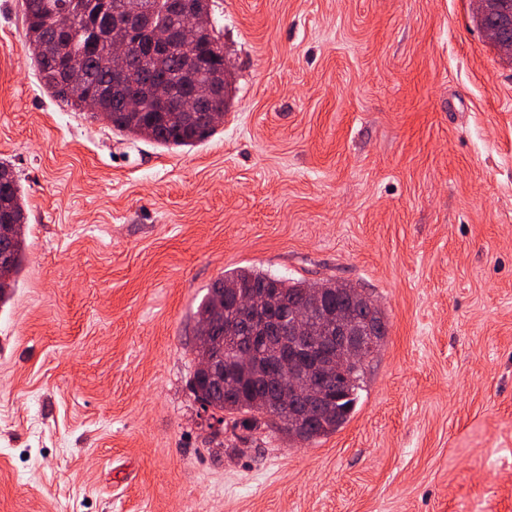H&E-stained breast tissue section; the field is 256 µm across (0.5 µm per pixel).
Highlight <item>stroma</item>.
Masks as SVG:
<instances>
[{
	"instance_id": "stroma-1",
	"label": "stroma",
	"mask_w": 512,
	"mask_h": 512,
	"mask_svg": "<svg viewBox=\"0 0 512 512\" xmlns=\"http://www.w3.org/2000/svg\"><path fill=\"white\" fill-rule=\"evenodd\" d=\"M224 121L123 136L41 87L0 0V512H512V60L472 0H218ZM337 279L388 319L306 444L189 387L224 271ZM0 239L6 240L11 237L12 229L10 224H19L18 231L11 245L14 256L13 266L7 282H0V299H2L13 288L15 276L21 270L25 259V215L24 195L21 187L12 170L0 164ZM3 202V210H2Z\"/></svg>"
}]
</instances>
